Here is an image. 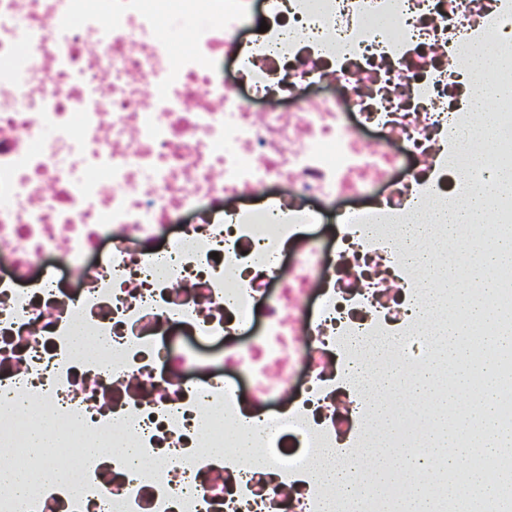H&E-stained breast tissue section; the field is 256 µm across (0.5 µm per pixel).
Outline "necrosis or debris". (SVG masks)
Masks as SVG:
<instances>
[{"instance_id": "obj_1", "label": "necrosis or debris", "mask_w": 512, "mask_h": 512, "mask_svg": "<svg viewBox=\"0 0 512 512\" xmlns=\"http://www.w3.org/2000/svg\"><path fill=\"white\" fill-rule=\"evenodd\" d=\"M163 2L0 0V394L32 411L0 413V467L67 474L22 502L0 483V512H374L386 424L360 372L433 366L453 249L426 239L431 267L412 266L401 231L465 203L488 122L512 157V99L468 62L481 45L512 83V0H267L249 41L251 0H178L167 39ZM464 70L490 111L459 106ZM320 82L337 95L307 96ZM379 186L334 254L302 235ZM474 402L453 415L468 445L488 428ZM393 407L399 447L424 449L435 410ZM332 448L365 510L308 480ZM465 464L512 475L510 454L469 445Z\"/></svg>"}]
</instances>
